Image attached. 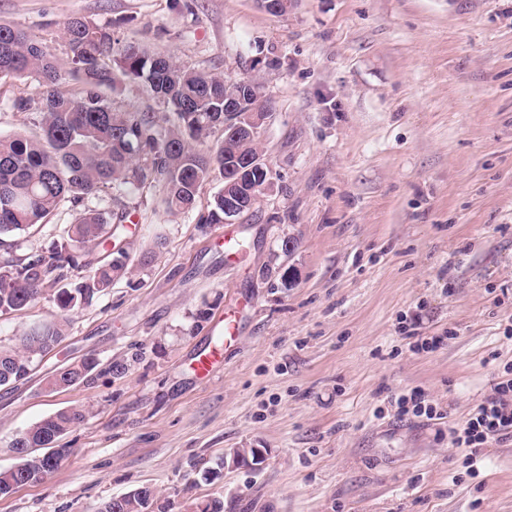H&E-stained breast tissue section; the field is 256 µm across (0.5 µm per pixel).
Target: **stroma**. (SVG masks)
I'll return each instance as SVG.
<instances>
[{
  "label": "stroma",
  "mask_w": 512,
  "mask_h": 512,
  "mask_svg": "<svg viewBox=\"0 0 512 512\" xmlns=\"http://www.w3.org/2000/svg\"><path fill=\"white\" fill-rule=\"evenodd\" d=\"M72 17L256 79L275 107L259 137L272 186L235 224L247 249L232 261L206 221L219 171L183 213L156 190L127 197L134 275L0 387V470L30 426L86 410L60 466L0 512H98L142 486L157 512L219 496L224 512H512V438L489 440L470 478L449 437L512 367V0H295L282 15L257 0H0V24L63 67ZM34 94L32 79L0 80L1 135L31 131L14 102ZM55 296L0 317V350L63 316ZM235 307L237 338L200 378L192 363ZM425 336L445 343L415 351ZM88 354L87 382L46 390ZM416 389L436 417L398 416ZM230 448L268 459L228 470Z\"/></svg>",
  "instance_id": "stroma-1"
}]
</instances>
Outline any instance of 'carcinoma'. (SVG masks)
<instances>
[{
    "mask_svg": "<svg viewBox=\"0 0 512 512\" xmlns=\"http://www.w3.org/2000/svg\"><path fill=\"white\" fill-rule=\"evenodd\" d=\"M71 74L80 87H60L61 75L51 51L26 32L0 25V79L30 77L41 105L29 135L0 136V316L21 310L40 298L48 285L63 283L56 293L60 309L91 303L112 282L132 273L127 252L116 247L126 230L129 206L117 210L85 208L63 230L51 252L22 249L15 236L43 223L61 203L84 204L112 187L133 192L159 189L171 212L193 207L201 184L214 169L224 171V143L208 145L214 129L224 125V88L242 78L208 75L151 56L129 43L116 50L112 31L81 18L63 28ZM143 83L174 115L113 106L107 95L118 79ZM102 247L109 260L92 276L68 280L87 265L89 249ZM66 322L45 325L23 338L18 350L0 361V386L15 383L43 360L64 335ZM94 367L71 364L61 376L46 378L50 391L87 380ZM85 418L80 407L47 416L26 432L27 444L42 448L49 437L62 438ZM25 480L20 471L0 470V497ZM155 492L145 486L112 499L99 512H153Z\"/></svg>",
    "mask_w": 512,
    "mask_h": 512,
    "instance_id": "1",
    "label": "carcinoma"
}]
</instances>
